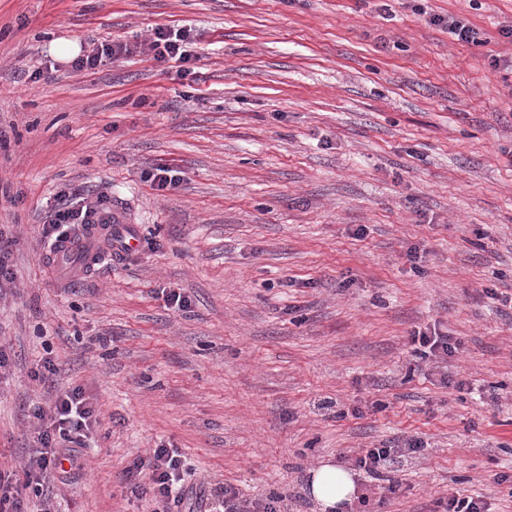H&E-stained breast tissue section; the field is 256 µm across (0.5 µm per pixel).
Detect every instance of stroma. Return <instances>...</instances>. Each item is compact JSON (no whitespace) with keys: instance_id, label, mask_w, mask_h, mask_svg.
Here are the masks:
<instances>
[{"instance_id":"stroma-1","label":"stroma","mask_w":512,"mask_h":512,"mask_svg":"<svg viewBox=\"0 0 512 512\" xmlns=\"http://www.w3.org/2000/svg\"><path fill=\"white\" fill-rule=\"evenodd\" d=\"M435 15L489 40L457 43ZM510 23L512 0H0V225L19 238L0 466L35 445L24 410L54 401L34 379L48 358L101 412L55 512H145L117 478L160 446L189 483L290 512H320L327 462L375 512H512V70L491 65ZM159 26L188 30V74L51 51ZM159 165L176 188L146 181ZM68 189L105 195L138 250L46 267ZM420 333L459 349L436 363ZM412 436L424 453L384 479L353 470Z\"/></svg>"}]
</instances>
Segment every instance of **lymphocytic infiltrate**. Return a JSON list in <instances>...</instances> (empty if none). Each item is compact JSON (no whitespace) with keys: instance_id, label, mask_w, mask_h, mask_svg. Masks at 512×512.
I'll return each mask as SVG.
<instances>
[{"instance_id":"1","label":"lymphocytic infiltrate","mask_w":512,"mask_h":512,"mask_svg":"<svg viewBox=\"0 0 512 512\" xmlns=\"http://www.w3.org/2000/svg\"><path fill=\"white\" fill-rule=\"evenodd\" d=\"M187 31L156 27L149 40L135 43L108 42L93 44L91 50L74 59L77 70L96 69L103 61L119 56L141 54L159 63L191 61ZM104 196L77 197L62 191L43 226L45 247L55 248L70 240L75 225L87 224L88 218L103 207ZM100 421L96 405L82 388L58 390L50 407L35 405L28 410V423L38 446L25 458L19 470L0 472V512H51L48 482L72 460L77 446L83 445ZM418 440L407 439L388 448H371L358 456L353 466L369 477L382 479L383 468L395 454H417ZM121 485L138 497H150L154 512H194L188 505L190 490L185 484L184 463L177 449L160 447L146 456L135 458L119 479ZM210 512H288L283 496L243 497L232 487L221 488L218 504Z\"/></svg>"}]
</instances>
